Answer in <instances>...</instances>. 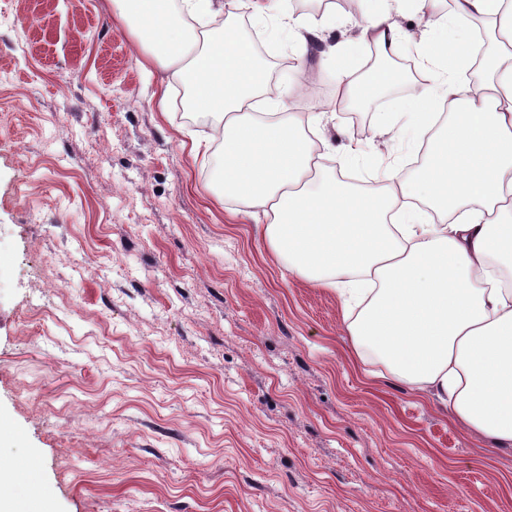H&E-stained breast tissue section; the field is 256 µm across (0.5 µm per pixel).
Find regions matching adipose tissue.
Returning a JSON list of instances; mask_svg holds the SVG:
<instances>
[{
    "instance_id": "1",
    "label": "adipose tissue",
    "mask_w": 512,
    "mask_h": 512,
    "mask_svg": "<svg viewBox=\"0 0 512 512\" xmlns=\"http://www.w3.org/2000/svg\"><path fill=\"white\" fill-rule=\"evenodd\" d=\"M256 25L275 22L298 54L334 63L336 98L308 116L265 97L268 68L233 28L212 29L224 0H112L144 66L179 83L208 115L221 160L217 196L238 200L262 225L285 268L344 299L355 353L380 362L402 385L433 395L474 438L512 450V0H368L347 18L353 35L328 40L324 25L288 0H234ZM424 23L405 26L406 14ZM484 21L486 42L468 24ZM410 48L430 86L403 101L408 124L436 136L414 177L389 162L379 188L356 190L319 176L317 132L332 111L370 100L404 76L376 68L354 76L358 46ZM482 68L460 74L472 55ZM448 107L440 118L435 102Z\"/></svg>"
}]
</instances>
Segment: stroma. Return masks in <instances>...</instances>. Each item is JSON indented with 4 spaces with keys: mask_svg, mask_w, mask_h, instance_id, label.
I'll list each match as a JSON object with an SVG mask.
<instances>
[{
    "mask_svg": "<svg viewBox=\"0 0 512 512\" xmlns=\"http://www.w3.org/2000/svg\"><path fill=\"white\" fill-rule=\"evenodd\" d=\"M112 0H0V463L40 512H512V451L355 360L336 292L286 271L190 151ZM318 101L333 68L302 62ZM396 85L321 134L327 174L424 156L368 133Z\"/></svg>",
    "mask_w": 512,
    "mask_h": 512,
    "instance_id": "obj_1",
    "label": "stroma"
}]
</instances>
